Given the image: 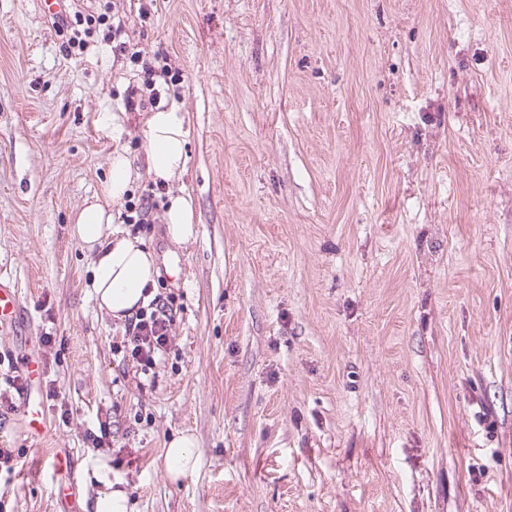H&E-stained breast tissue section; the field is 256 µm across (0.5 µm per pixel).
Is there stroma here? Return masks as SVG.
<instances>
[{
    "instance_id": "1",
    "label": "stroma",
    "mask_w": 512,
    "mask_h": 512,
    "mask_svg": "<svg viewBox=\"0 0 512 512\" xmlns=\"http://www.w3.org/2000/svg\"><path fill=\"white\" fill-rule=\"evenodd\" d=\"M65 9L106 17L76 56L43 0H0V281L23 311L0 328V394L32 353L59 395L44 444L0 417L23 463L0 469V512H93L115 480L132 512H512V0ZM145 61L176 77L157 107L184 116L185 244L146 171L149 114L124 107ZM117 151L133 180L113 222L178 307L150 386L113 353L124 324L71 234ZM148 194L150 223H124ZM180 433L201 466L174 481ZM47 447L79 460L68 503ZM165 210L164 222L169 239L176 243H187L197 235L191 200L184 195L170 196Z\"/></svg>"
}]
</instances>
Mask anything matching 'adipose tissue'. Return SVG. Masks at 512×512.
Here are the masks:
<instances>
[{
    "mask_svg": "<svg viewBox=\"0 0 512 512\" xmlns=\"http://www.w3.org/2000/svg\"><path fill=\"white\" fill-rule=\"evenodd\" d=\"M147 141V172L153 180L169 183L185 172L187 141L179 113H152ZM164 222L173 242L186 243L197 235L189 197L172 196ZM72 234L94 254L91 286L99 309L114 319H126L144 304V289L156 281L159 268L155 254L141 239L124 235L114 227L103 202L89 203L80 211ZM164 463L172 480L193 476L200 467L193 437L185 433L173 437L165 449Z\"/></svg>",
    "mask_w": 512,
    "mask_h": 512,
    "instance_id": "obj_1",
    "label": "adipose tissue"
}]
</instances>
